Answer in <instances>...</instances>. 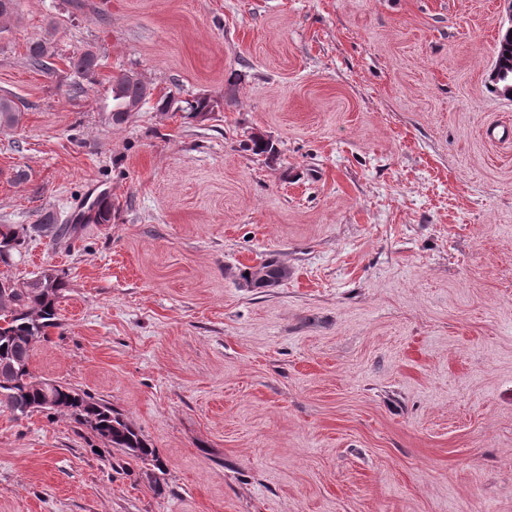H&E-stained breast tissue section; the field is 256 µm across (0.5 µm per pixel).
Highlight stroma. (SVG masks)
<instances>
[{
  "mask_svg": "<svg viewBox=\"0 0 512 512\" xmlns=\"http://www.w3.org/2000/svg\"><path fill=\"white\" fill-rule=\"evenodd\" d=\"M17 2L0 224L72 223L92 184L112 221L32 234L0 278L64 277L31 372L158 460L0 411V512H512V0ZM126 72L154 100L115 125ZM271 257L287 280L239 286ZM499 53L494 71L499 76V81L495 84L501 89L503 86L511 85L512 83V29L509 32L507 29L502 39L499 42ZM498 76L496 80H498ZM179 101L172 96L161 97L156 102V109L162 113L167 112H187L184 118L194 119L197 116L210 112V102L207 97H197L194 101H184L186 106H181Z\"/></svg>",
  "mask_w": 512,
  "mask_h": 512,
  "instance_id": "1",
  "label": "stroma"
}]
</instances>
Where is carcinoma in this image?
<instances>
[{
    "mask_svg": "<svg viewBox=\"0 0 512 512\" xmlns=\"http://www.w3.org/2000/svg\"><path fill=\"white\" fill-rule=\"evenodd\" d=\"M29 57L37 65L46 66L49 56L48 43L38 40L29 45ZM98 66L97 55L87 50L74 60L75 72L83 77L94 73ZM499 76L496 85L512 83V31H507L499 42L495 67ZM113 124L124 123L130 106L141 108L149 102L148 86L134 74H122L113 80L111 88ZM162 113L183 112L185 118H195L210 111V102L198 97L181 106L172 96L156 102ZM20 112L15 103L0 98V126L11 127L18 123ZM94 224H108L112 219V204L103 198L95 204ZM36 233L50 234L54 238L75 233L71 224H56L49 215L44 223L32 226ZM26 237L17 235L13 224H0V263L10 264L15 253L24 245ZM244 287H272L288 279V269L276 259L266 260L259 269L240 272ZM67 288L64 278L53 273H42L22 286L5 284L0 280V408L16 417L33 411L47 409L68 413L81 424L89 426L110 447L119 448L133 458L146 461L155 457L154 449L107 404L89 394L61 382L39 380L31 373L29 364L33 345L48 335V330L59 326L57 304Z\"/></svg>",
    "mask_w": 512,
    "mask_h": 512,
    "instance_id": "1",
    "label": "carcinoma"
}]
</instances>
